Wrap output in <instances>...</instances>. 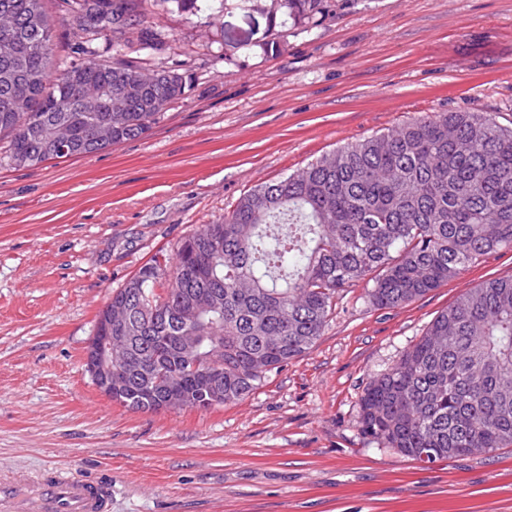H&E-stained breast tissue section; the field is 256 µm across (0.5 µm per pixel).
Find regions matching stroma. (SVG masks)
Masks as SVG:
<instances>
[{
	"label": "stroma",
	"instance_id": "35a3bbf8",
	"mask_svg": "<svg viewBox=\"0 0 512 512\" xmlns=\"http://www.w3.org/2000/svg\"><path fill=\"white\" fill-rule=\"evenodd\" d=\"M46 7L76 61L66 0ZM148 24L168 46L145 66L191 88L145 136L29 168L0 140V479L107 482L112 512H512L511 445L424 465L359 425L370 380L468 289L512 277L510 250L396 308L340 291L314 346L237 403L133 410L84 364L113 291L254 186L420 116L512 127V0H323L309 27L265 0H151Z\"/></svg>",
	"mask_w": 512,
	"mask_h": 512
}]
</instances>
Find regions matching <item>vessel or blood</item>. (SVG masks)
<instances>
[{
    "instance_id": "1",
    "label": "vessel or blood",
    "mask_w": 512,
    "mask_h": 512,
    "mask_svg": "<svg viewBox=\"0 0 512 512\" xmlns=\"http://www.w3.org/2000/svg\"><path fill=\"white\" fill-rule=\"evenodd\" d=\"M111 501L105 485L56 471L0 483V512H110Z\"/></svg>"
}]
</instances>
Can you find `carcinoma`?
Returning a JSON list of instances; mask_svg holds the SVG:
<instances>
[{
	"label": "carcinoma",
	"mask_w": 512,
	"mask_h": 512,
	"mask_svg": "<svg viewBox=\"0 0 512 512\" xmlns=\"http://www.w3.org/2000/svg\"><path fill=\"white\" fill-rule=\"evenodd\" d=\"M77 50L61 67L44 0H0L22 57L0 56V137L10 161L58 155L51 130H71L77 156L150 131L191 79L146 69L131 54L160 51L150 0H68ZM322 0H271L273 14L311 23ZM112 34L118 58L92 59ZM512 249V128L485 112L414 118L348 142L296 174L244 192L224 220L186 236L173 258L142 266L112 302L132 311L114 336H133L150 382L130 378L117 403L209 410L248 397L267 374L321 336L336 294L368 280L381 308L413 302L473 259ZM178 336L196 337L190 356ZM362 430L413 460L492 453L512 444V278L461 295L360 402Z\"/></svg>",
	"instance_id": "obj_1"
}]
</instances>
